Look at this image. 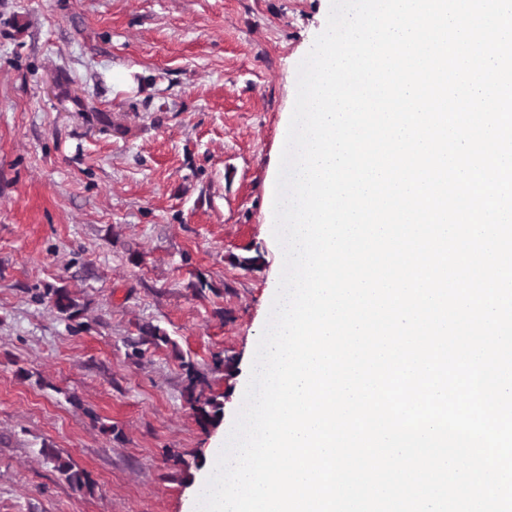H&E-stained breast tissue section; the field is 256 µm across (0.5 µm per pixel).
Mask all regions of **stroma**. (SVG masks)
<instances>
[{"label":"stroma","mask_w":512,"mask_h":512,"mask_svg":"<svg viewBox=\"0 0 512 512\" xmlns=\"http://www.w3.org/2000/svg\"><path fill=\"white\" fill-rule=\"evenodd\" d=\"M329 8L0 0V512H190L278 286L286 119ZM116 69L146 82L119 87ZM257 251L259 270L231 262ZM49 285L85 302L82 331L36 301ZM146 322L171 345L128 357ZM185 361L223 396L217 425L186 403ZM46 444L94 495L69 487ZM42 452L48 460L53 462L55 470L65 476V480L74 490L83 494H94L95 484L84 470L77 468L70 459L62 457L49 444L43 446Z\"/></svg>","instance_id":"obj_1"}]
</instances>
